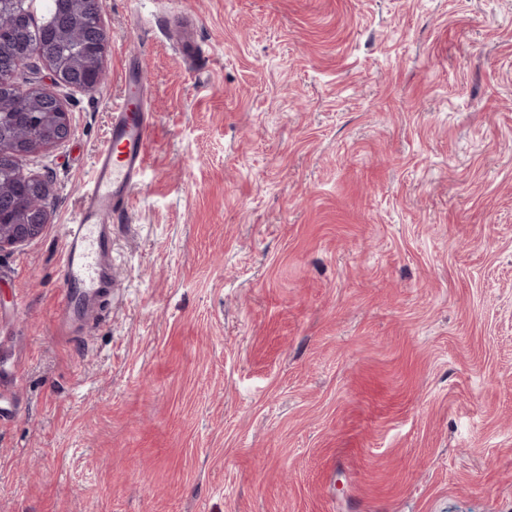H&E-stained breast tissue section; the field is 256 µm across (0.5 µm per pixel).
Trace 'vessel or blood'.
Returning a JSON list of instances; mask_svg holds the SVG:
<instances>
[{
  "label": "vessel or blood",
  "instance_id": "1",
  "mask_svg": "<svg viewBox=\"0 0 512 512\" xmlns=\"http://www.w3.org/2000/svg\"><path fill=\"white\" fill-rule=\"evenodd\" d=\"M122 86L106 143L94 160L81 206L63 235L66 286L57 306L63 327L82 313L93 296H100L102 306L111 304L104 288L112 283V226L128 213L152 150L148 79L138 57L129 59Z\"/></svg>",
  "mask_w": 512,
  "mask_h": 512
}]
</instances>
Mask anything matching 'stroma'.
Segmentation results:
<instances>
[{
	"label": "stroma",
	"mask_w": 512,
	"mask_h": 512,
	"mask_svg": "<svg viewBox=\"0 0 512 512\" xmlns=\"http://www.w3.org/2000/svg\"><path fill=\"white\" fill-rule=\"evenodd\" d=\"M0 252V512H512V0H99ZM208 58L188 64L175 25ZM152 152L60 334L122 71ZM47 198H36L43 200V205L19 209L15 206L13 195H3L0 192V222L3 223L8 218L11 223L0 224V252L41 234L45 224L49 223V212L44 206Z\"/></svg>",
	"instance_id": "stroma-1"
}]
</instances>
